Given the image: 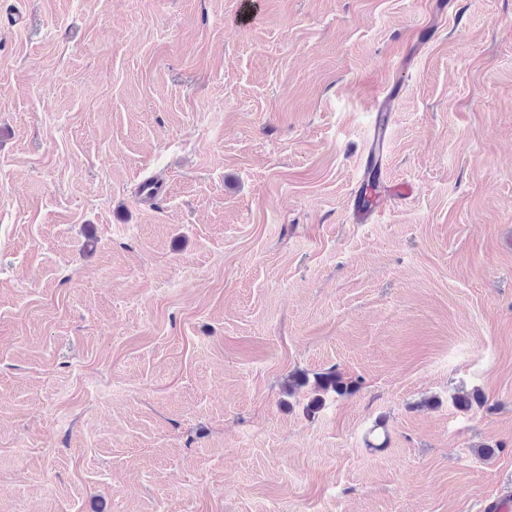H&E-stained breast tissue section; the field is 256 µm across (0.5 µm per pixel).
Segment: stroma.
I'll list each match as a JSON object with an SVG mask.
<instances>
[{"label": "stroma", "instance_id": "35a3bbf8", "mask_svg": "<svg viewBox=\"0 0 512 512\" xmlns=\"http://www.w3.org/2000/svg\"><path fill=\"white\" fill-rule=\"evenodd\" d=\"M12 3L0 512L512 491V0ZM388 96L387 204L355 224ZM331 367L357 391L286 386ZM388 120V114H381L380 112L377 113L372 128L369 154L366 159V165H364V177L362 182L364 181L365 178L366 167H368L371 154L383 152L387 136ZM361 188L362 185L358 194L353 197L352 220L355 224H372L382 210L373 202L365 203L366 198L362 195Z\"/></svg>", "mask_w": 512, "mask_h": 512}]
</instances>
